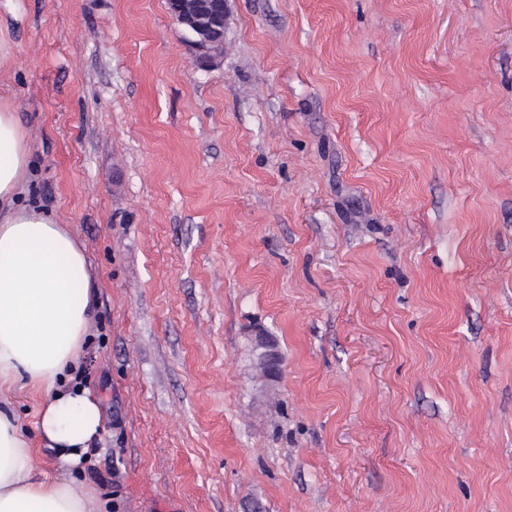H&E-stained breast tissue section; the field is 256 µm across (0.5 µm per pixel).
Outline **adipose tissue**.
<instances>
[{
  "mask_svg": "<svg viewBox=\"0 0 512 512\" xmlns=\"http://www.w3.org/2000/svg\"><path fill=\"white\" fill-rule=\"evenodd\" d=\"M30 150L17 104L0 98V392L19 382L43 398L36 429L79 466L104 416L89 389L66 384L95 315L85 256L44 210L19 204ZM81 486L49 473L13 414L0 409V512H98Z\"/></svg>",
  "mask_w": 512,
  "mask_h": 512,
  "instance_id": "ef3b65f1",
  "label": "adipose tissue"
}]
</instances>
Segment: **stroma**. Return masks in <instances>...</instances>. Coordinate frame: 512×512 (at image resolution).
<instances>
[{"label":"stroma","mask_w":512,"mask_h":512,"mask_svg":"<svg viewBox=\"0 0 512 512\" xmlns=\"http://www.w3.org/2000/svg\"><path fill=\"white\" fill-rule=\"evenodd\" d=\"M0 0L24 204L85 253L101 512H512V0ZM282 374L254 375L250 337ZM168 5L172 19L186 33L198 64L208 65L223 55L227 1L168 0ZM254 347L257 354L256 368L262 378L276 381L281 374V360L274 342L269 336L259 332L254 337Z\"/></svg>","instance_id":"35a3bbf8"}]
</instances>
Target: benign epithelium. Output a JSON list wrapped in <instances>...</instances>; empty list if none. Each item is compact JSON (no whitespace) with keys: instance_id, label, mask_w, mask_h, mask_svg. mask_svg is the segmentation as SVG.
Listing matches in <instances>:
<instances>
[{"instance_id":"obj_1","label":"benign epithelium","mask_w":512,"mask_h":512,"mask_svg":"<svg viewBox=\"0 0 512 512\" xmlns=\"http://www.w3.org/2000/svg\"><path fill=\"white\" fill-rule=\"evenodd\" d=\"M174 22L187 35L196 62L208 65L223 55L227 0H168ZM258 351L256 368L262 378L275 381L281 374V360L274 342L263 333L254 337Z\"/></svg>"}]
</instances>
